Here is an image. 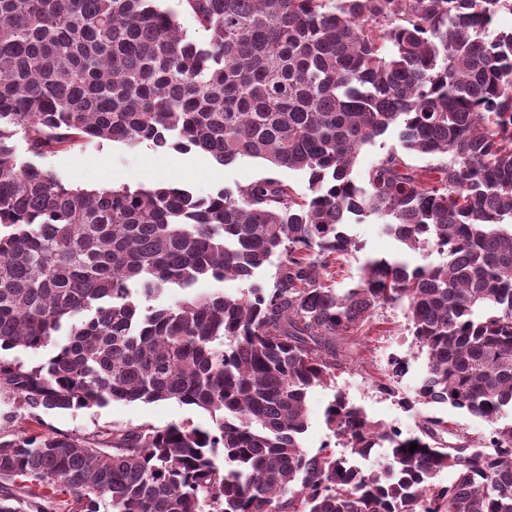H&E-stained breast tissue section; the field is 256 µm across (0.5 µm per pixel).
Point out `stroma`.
<instances>
[{
    "label": "stroma",
    "instance_id": "obj_1",
    "mask_svg": "<svg viewBox=\"0 0 512 512\" xmlns=\"http://www.w3.org/2000/svg\"><path fill=\"white\" fill-rule=\"evenodd\" d=\"M40 164L65 182L81 188L112 185L154 188L176 184L201 196L219 188L244 186L270 173L268 166L258 159L241 158L222 166L196 151L144 152L112 141L86 142L41 158ZM348 232L358 249L340 266L336 274L338 287L348 288L357 282L366 258H388L403 251L401 244L385 234L374 219L349 225ZM361 339L359 355L343 362L335 384L313 387L307 394V429L301 442L308 453H317L326 445L336 454L344 452L341 439L324 421V410L338 392L362 407L369 417L405 435L415 433L420 418L425 415L444 417L449 429L458 434L477 438L487 433L485 421L460 410L442 405L418 404L411 408L402 405V397L412 396L422 379L427 356L413 345L401 310H380L372 323L364 327ZM394 358L403 360L405 368L402 374L393 377L395 392L390 395L379 390L376 382ZM171 424L207 428L212 420L207 412L174 400L113 401L78 410L34 412L11 393L0 390V436L7 439L20 432L59 433L107 445L116 429L163 428Z\"/></svg>",
    "mask_w": 512,
    "mask_h": 512
}]
</instances>
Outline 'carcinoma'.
Instances as JSON below:
<instances>
[{"mask_svg": "<svg viewBox=\"0 0 512 512\" xmlns=\"http://www.w3.org/2000/svg\"><path fill=\"white\" fill-rule=\"evenodd\" d=\"M179 3L207 41L156 0H0V351L66 336L44 365L0 357V386L31 409L175 400L213 425L0 440V512L56 492L70 512H512V32L491 35L512 0ZM390 134L401 149L357 182ZM95 140L261 159L308 193L87 189L35 162ZM368 217L438 261L368 258L330 284ZM275 254L272 286L253 281ZM229 278L247 291L192 293ZM387 307L427 355L403 403L483 419L494 454L445 441L442 417L403 438L341 393L324 416L346 453L303 449L308 389ZM157 5L162 9L170 8L175 10L178 13V21L181 24V27L190 37L197 41H206L208 39L209 33L199 26L191 14L185 12L180 6H178L177 0L158 1ZM393 146L400 149L397 138L391 135L378 139L375 143L365 146L353 169V177L355 180L359 183L362 182L371 165Z\"/></svg>", "mask_w": 512, "mask_h": 512, "instance_id": "carcinoma-1", "label": "carcinoma"}]
</instances>
